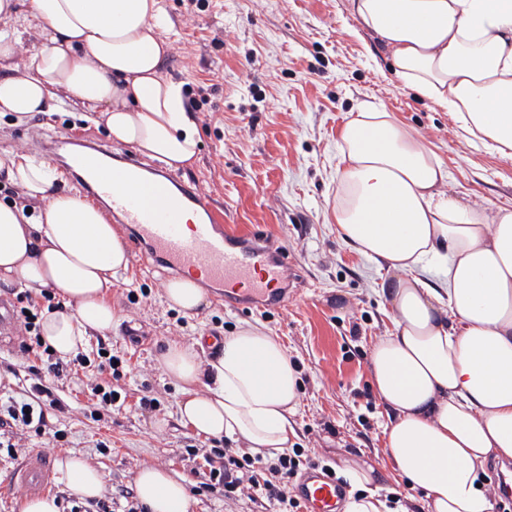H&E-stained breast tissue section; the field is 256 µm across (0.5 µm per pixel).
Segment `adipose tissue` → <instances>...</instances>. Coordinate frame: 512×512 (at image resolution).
I'll return each mask as SVG.
<instances>
[{
  "label": "adipose tissue",
  "instance_id": "obj_1",
  "mask_svg": "<svg viewBox=\"0 0 512 512\" xmlns=\"http://www.w3.org/2000/svg\"><path fill=\"white\" fill-rule=\"evenodd\" d=\"M404 87L449 112L465 142L512 158V0H349ZM160 0H0V118L48 112L58 93L104 123L112 141L177 170L197 160L198 129L184 84L167 76L170 44ZM40 42L14 58L27 30ZM336 234L383 265L394 329L374 345L370 370L389 408L386 452L422 490L426 512H495L479 482L490 457H512V209L448 196V171L395 113L362 107L341 130ZM53 164L0 153V182L23 203L0 201V286L52 290L43 340L62 358L111 330L108 290L127 270L124 242L80 192L57 190ZM195 433L243 441L261 457L291 445L300 372L258 326L223 337L210 360L194 347L159 357ZM58 469L70 493L92 500L99 470L71 453ZM343 512H407L372 490L374 466L347 462ZM149 512H189L186 480L157 467L135 476Z\"/></svg>",
  "mask_w": 512,
  "mask_h": 512
}]
</instances>
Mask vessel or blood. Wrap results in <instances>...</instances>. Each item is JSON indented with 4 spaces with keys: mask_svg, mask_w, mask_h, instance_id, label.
<instances>
[{
    "mask_svg": "<svg viewBox=\"0 0 512 512\" xmlns=\"http://www.w3.org/2000/svg\"><path fill=\"white\" fill-rule=\"evenodd\" d=\"M76 163L89 170L93 194L110 199L113 211L135 230L142 267L151 268L161 262L172 271L194 272L223 287L224 302L233 307L284 305V296L275 288L291 276L287 253L271 258V248L264 238L225 230L210 214L209 203L190 188L176 190L166 181L152 180L140 195L130 196L114 190L111 176L98 170L93 158L80 156ZM197 208L206 211V218L191 231H184V211ZM51 471V458L33 455L20 473L23 492L50 489ZM294 493L304 512H337L341 487L327 473L311 470Z\"/></svg>",
    "mask_w": 512,
    "mask_h": 512,
    "instance_id": "1",
    "label": "vessel or blood"
}]
</instances>
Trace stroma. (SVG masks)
Listing matches in <instances>:
<instances>
[{"label":"stroma","instance_id":"stroma-1","mask_svg":"<svg viewBox=\"0 0 512 512\" xmlns=\"http://www.w3.org/2000/svg\"><path fill=\"white\" fill-rule=\"evenodd\" d=\"M171 52L166 72L185 81V106L200 129L197 162L177 170L224 210L225 227L264 237L285 250L304 286L287 306L266 311L225 305L219 286L204 285L196 314L170 308L162 269L130 259L109 295L115 321L90 336L117 360L114 373L68 365L61 376L36 378L39 357L24 354L28 335L13 324L0 332V402L23 400L43 382L65 411L46 407L43 434L0 426V512H21L12 479L35 453L74 452L102 468L101 496L112 512L138 503L134 477L145 465L186 477L189 512H273L264 500L217 499L199 489L203 456L221 439L185 428L176 384L160 369L167 346L202 336H228L256 325L278 336L301 378L294 448L343 477V463L378 468L381 495L398 490L385 451L387 411L370 373L373 345L393 328L381 288L385 269L345 245L325 210L336 192L339 133L350 113L373 104L395 113L431 143L448 168L446 191L470 205L512 207V159L467 147L447 112L405 89L376 37L349 12L347 0H162ZM55 132L77 141L108 142L87 112L64 101L26 122L0 121V149L44 156ZM109 383L121 403L102 407L94 387ZM148 396L155 405L141 409Z\"/></svg>","mask_w":512,"mask_h":512}]
</instances>
